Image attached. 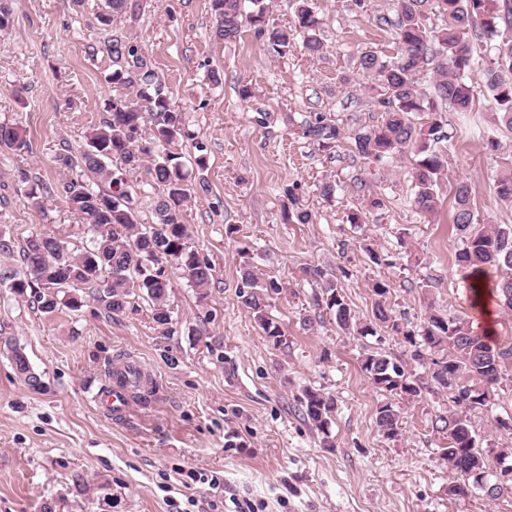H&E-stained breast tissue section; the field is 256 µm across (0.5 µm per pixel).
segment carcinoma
Masks as SVG:
<instances>
[{"label":"carcinoma","instance_id":"1","mask_svg":"<svg viewBox=\"0 0 512 512\" xmlns=\"http://www.w3.org/2000/svg\"><path fill=\"white\" fill-rule=\"evenodd\" d=\"M111 14H101L102 23L110 16L135 18L140 0H107ZM13 0H0V32L14 23ZM270 0H210L214 36L229 41L238 36L242 23L253 27L271 50L279 55L290 48L291 34L268 23ZM395 14L376 17L377 24L393 30L394 52L380 55L365 51L358 57V68L373 82V106L382 120L361 125L351 131L334 121L315 115L304 120L302 135L322 149H331L345 139L362 158L381 162L409 152L417 157L412 168L411 205L422 213L435 212L440 180L448 169V150L467 126L448 123V113L468 118L473 112L475 93L469 75L484 72L493 122L483 131L484 145L496 151L500 144L496 132L512 131V0H394ZM440 23L430 26L431 18ZM294 31L302 34L303 48L312 57H321L322 21L314 0H297ZM112 70L108 83L119 90L108 104L100 125L77 151L68 148L58 156L67 179L59 187L68 209L91 234L90 246L79 254L69 251L62 239L35 233L21 247L24 270L9 277L8 288L23 296L29 288H40V308L51 313L61 306L76 309L82 297L74 294L80 286L99 285L112 278V286L99 294L109 314L118 315L137 296L152 307L157 326L171 323L168 304V267L175 265L191 287L206 294L213 278L210 262L199 256L189 243L182 211L192 198L187 174L179 153L173 147L194 135L185 127L182 113L173 110L152 63L141 45L128 35H116L104 42ZM433 74L430 90L421 88V74ZM0 145L19 152L30 148L25 131L0 125ZM118 159L121 166L110 163ZM502 169L495 179L497 197L512 203V155L502 158ZM146 166L145 184L160 191L155 201L154 221L143 224L133 198L126 189V172ZM106 183L110 190L94 185ZM52 185L38 179L25 190L28 203L43 206ZM472 186L461 181L454 194L453 225L461 240L455 262L463 277L499 273L496 284L502 311L512 314V225L489 224L477 234L471 225L478 223L472 204ZM309 276L321 288L314 305L333 313L336 326L347 334L377 335L382 328L403 338L410 359L424 369L433 392L448 401V412L436 417V430L447 435L448 446L441 458L448 464L452 481L448 498L486 495L475 483L491 468L492 457L477 439L471 414L491 404L496 385L512 366V344L496 348L475 331L462 316H448L427 303V316L419 325L393 319L386 300L390 284L377 280L371 285L374 297L372 315L366 321L356 318L341 292V287L319 267L309 268ZM283 286L259 280L250 267L241 270L239 298L264 334L274 343L284 332L269 317L273 295ZM10 358L27 384L36 389L40 379L31 372L24 350L9 348ZM361 369L373 386L388 396L402 399L419 397L424 382L405 368V361L372 349L362 355ZM307 420L331 446L330 425L336 409L335 399L319 390L307 389L301 399ZM376 424L388 439L399 434L400 411L392 402L376 408Z\"/></svg>","mask_w":512,"mask_h":512}]
</instances>
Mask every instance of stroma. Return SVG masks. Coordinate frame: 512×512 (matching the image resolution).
Returning a JSON list of instances; mask_svg holds the SVG:
<instances>
[{
	"mask_svg": "<svg viewBox=\"0 0 512 512\" xmlns=\"http://www.w3.org/2000/svg\"><path fill=\"white\" fill-rule=\"evenodd\" d=\"M393 0H373L371 13L351 0H318L323 58L300 49L269 52L253 28L237 38L213 35L209 0H143L136 20L98 19L103 0H16L14 23L0 33V124L25 129L27 152L0 146V237L22 244L32 234L63 238L71 252L90 236L68 211L62 195L37 209L27 204L21 175L57 186L64 146L84 145L114 94L105 76L111 62L99 48L113 32L136 38L152 61L169 101L183 112L196 142L178 150L189 177L204 153L210 188L182 212L190 245L213 266V281L199 295L172 270L168 329L158 328L149 304L133 298L124 313L108 316L86 298L77 310L37 309L0 285V512H212L222 503H250L255 512H512V499L480 495L450 499L448 467L440 457L445 434L433 429L446 404L425 393L401 402V430L384 437L375 410L384 395L361 369L360 355L378 349L403 355L400 337L345 335L325 309L315 308L318 287L304 272L321 266L346 269L342 292L360 319L371 314L372 281L391 286L396 318L418 324L424 296L444 313L472 317L493 345L512 344V315L475 314L466 280L455 264L461 246L452 228L457 181L476 188L479 217L512 224V205L492 191L503 156L512 154V132L500 131L499 150L486 149L480 130L491 114L474 73L478 130L453 144L439 192L442 206L429 216L413 209L412 155L376 163L350 143L322 150L302 135L301 122L321 114L352 128L373 124L360 52L394 50L391 30L374 18L391 13ZM219 71L221 83L207 79ZM253 96L241 99L240 85ZM270 122L256 124V112ZM336 184L334 198L320 194ZM295 185L307 224L283 218L284 189ZM384 206L368 210L372 195ZM367 221L348 223L353 210ZM370 239L386 262L369 261L360 247ZM424 254L427 263L408 264ZM264 280L284 283L269 315L284 331L281 343L265 336L238 297L242 266ZM431 280L430 294L419 284ZM21 346L41 381L31 389L12 364L9 345ZM137 360L156 384L148 405L132 404L122 417L103 410L94 393L107 384L108 359ZM312 388L333 396V447L306 419L300 397ZM512 374L492 403L473 414L479 436L512 448ZM194 468L208 481L185 488L179 469Z\"/></svg>",
	"mask_w": 512,
	"mask_h": 512,
	"instance_id": "1",
	"label": "stroma"
}]
</instances>
